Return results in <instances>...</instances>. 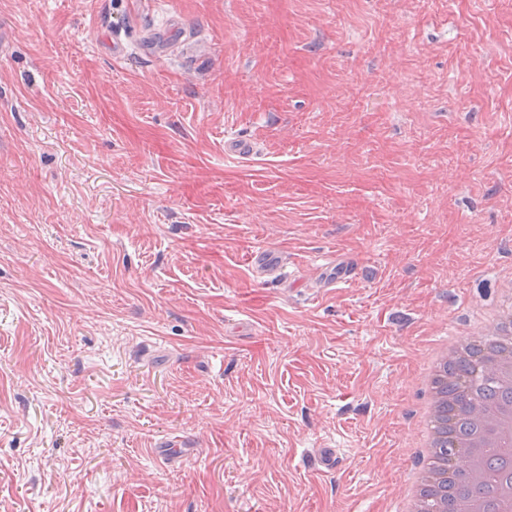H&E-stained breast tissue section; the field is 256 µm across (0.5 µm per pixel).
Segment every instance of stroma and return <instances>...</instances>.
I'll use <instances>...</instances> for the list:
<instances>
[{
  "mask_svg": "<svg viewBox=\"0 0 512 512\" xmlns=\"http://www.w3.org/2000/svg\"><path fill=\"white\" fill-rule=\"evenodd\" d=\"M509 271L512 0H0V512H391ZM357 271L358 267L355 264H348L345 261H336V264L323 267L321 276L323 282L326 280L329 284H337L350 280Z\"/></svg>",
  "mask_w": 512,
  "mask_h": 512,
  "instance_id": "35a3bbf8",
  "label": "stroma"
}]
</instances>
